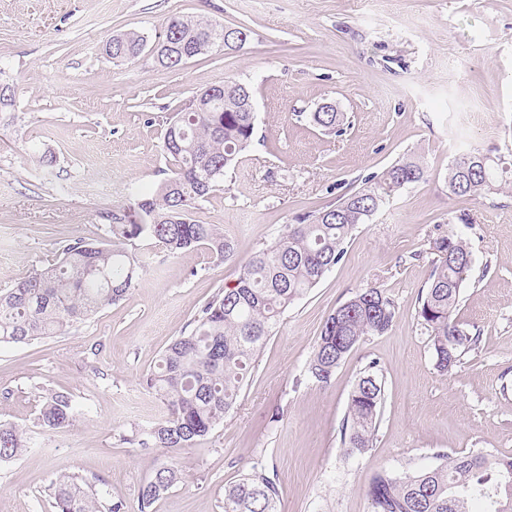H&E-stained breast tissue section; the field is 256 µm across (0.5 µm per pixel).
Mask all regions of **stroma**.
Masks as SVG:
<instances>
[{"label": "stroma", "mask_w": 512, "mask_h": 512, "mask_svg": "<svg viewBox=\"0 0 512 512\" xmlns=\"http://www.w3.org/2000/svg\"><path fill=\"white\" fill-rule=\"evenodd\" d=\"M175 14L248 39L176 71L148 53L105 55L112 35L152 38ZM227 80L254 91L252 144L193 215L223 228L234 257L134 240L145 266L123 300L64 334L0 345V421L29 441L0 464V512H55L64 466L101 504L138 512L141 486L171 462L182 479L155 512H223L225 486L255 465L278 485V512H369L379 471L415 473L441 452L512 456V0H0V85L14 91L0 110V290L74 240L108 245V213L172 174L161 151L169 114ZM325 103L344 115L339 133L309 121ZM475 149L498 170L491 191L450 193L449 166ZM406 158L423 180L359 225L343 259L281 315L224 421L173 454L132 443L164 414L146 376L239 264ZM451 233L475 259L454 316L482 340L442 373L417 310L433 243ZM373 286L394 300L395 323L321 385L308 364L325 319ZM369 368L384 399L373 446L359 453L341 427ZM46 389L70 393L69 428L38 424Z\"/></svg>", "instance_id": "obj_1"}]
</instances>
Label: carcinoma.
Instances as JSON below:
<instances>
[{
    "mask_svg": "<svg viewBox=\"0 0 512 512\" xmlns=\"http://www.w3.org/2000/svg\"><path fill=\"white\" fill-rule=\"evenodd\" d=\"M241 27L208 19L171 16L156 35L157 62L177 70L215 47L226 50L246 43ZM147 45L137 33L112 36L104 53L112 60L134 59ZM224 96L206 97L167 118L163 151L174 162L172 175L136 203L133 211L112 215V247L77 240L63 247L51 263L0 291V343H27L61 335L73 324L122 300L135 287L142 260L128 252L134 239L161 243L171 254L207 247L222 260L234 255L233 243L215 224L195 220L192 209L236 166L251 144L255 113L246 111L250 87L223 84ZM331 109L310 113L325 132L343 122ZM424 175L413 161H399L375 183L360 188L335 205L323 207L296 224H288L278 240L238 267L235 284L207 302L193 328L161 354L158 369L146 378L165 409L163 418L139 440L145 447L174 453L203 440L234 407L251 364L281 314L315 287L343 258L344 245L359 224L366 223L396 191L418 183ZM489 158L478 151L455 160L448 168V190L458 196L492 189ZM437 259L418 320L428 331L430 349L442 372L481 342L480 330L462 327L453 317L468 283L474 258L466 242L450 234L436 242ZM397 318L394 301L380 287L363 288L325 319L308 370L327 384L336 368L367 336L390 330ZM384 390L373 371L359 376L349 398L341 430L342 444L362 452L373 444ZM40 426L65 429L75 411L70 394L44 390ZM27 449L23 429L0 421V463ZM440 463L404 476L376 473L366 496L370 512H470L469 501L486 499L494 512H512V456L482 451L449 456ZM181 481L171 464L158 469L142 486L139 512H154L155 503ZM56 512H100L95 493L66 468L54 488ZM278 488L263 468L224 488V512H277Z\"/></svg>",
    "mask_w": 512,
    "mask_h": 512,
    "instance_id": "obj_1",
    "label": "carcinoma"
}]
</instances>
